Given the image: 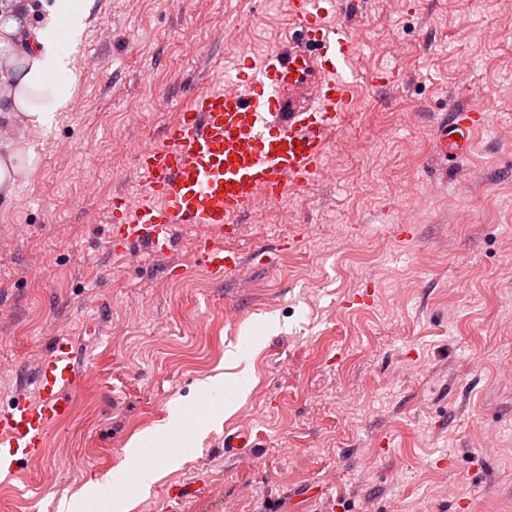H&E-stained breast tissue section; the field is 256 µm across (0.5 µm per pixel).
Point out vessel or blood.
<instances>
[{"label": "vessel or blood", "instance_id": "1", "mask_svg": "<svg viewBox=\"0 0 512 512\" xmlns=\"http://www.w3.org/2000/svg\"><path fill=\"white\" fill-rule=\"evenodd\" d=\"M343 0H289L302 38L261 62L239 58L243 89L192 93L160 142L141 149L136 168L150 193L130 204L126 194L112 199L113 237L121 248L147 245L166 253L182 226L203 230L196 250L213 279L223 280L242 261L226 248L236 221L257 201H278L291 187L312 182L330 137L354 111L357 43L347 23H327ZM317 92L300 110L283 109L282 94L307 79ZM483 116L457 108L435 130L438 153L466 157L470 135ZM52 351L36 372L37 402L16 398L0 409V481L39 457L51 427L69 412V389L84 378L68 338L54 337Z\"/></svg>", "mask_w": 512, "mask_h": 512}]
</instances>
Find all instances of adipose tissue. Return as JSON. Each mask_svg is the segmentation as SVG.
<instances>
[{"mask_svg": "<svg viewBox=\"0 0 512 512\" xmlns=\"http://www.w3.org/2000/svg\"><path fill=\"white\" fill-rule=\"evenodd\" d=\"M45 22L32 25V0H0V121L24 117L50 125L76 82L73 47L84 28L89 0H48Z\"/></svg>", "mask_w": 512, "mask_h": 512, "instance_id": "adipose-tissue-1", "label": "adipose tissue"}]
</instances>
